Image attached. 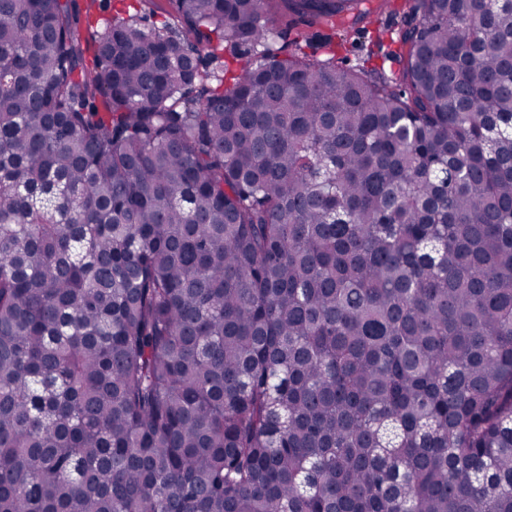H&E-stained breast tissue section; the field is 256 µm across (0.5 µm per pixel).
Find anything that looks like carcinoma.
Wrapping results in <instances>:
<instances>
[{
    "label": "carcinoma",
    "instance_id": "obj_1",
    "mask_svg": "<svg viewBox=\"0 0 512 512\" xmlns=\"http://www.w3.org/2000/svg\"><path fill=\"white\" fill-rule=\"evenodd\" d=\"M118 2L0 0V512H512V0ZM370 19H367L365 22L358 25L359 28L365 26V33L363 35H355L351 37L344 38L343 36L339 37L336 34V59L338 61H343L348 65H361L363 60L365 59V51L364 44L365 41H368V37L374 35V30L377 26V23H367ZM343 39V40H342Z\"/></svg>",
    "mask_w": 512,
    "mask_h": 512
}]
</instances>
